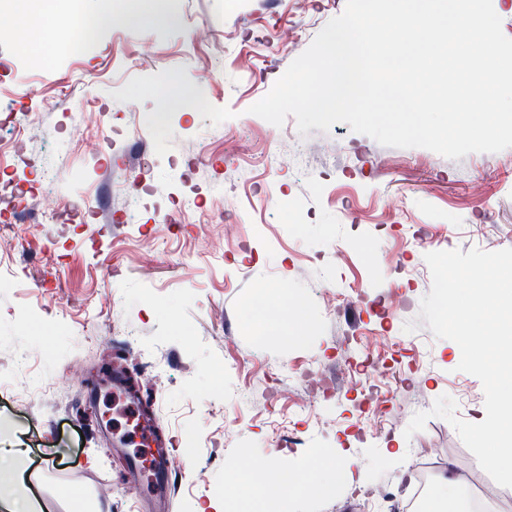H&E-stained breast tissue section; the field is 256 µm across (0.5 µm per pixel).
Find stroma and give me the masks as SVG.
Instances as JSON below:
<instances>
[{"label": "stroma", "instance_id": "35a3bbf8", "mask_svg": "<svg viewBox=\"0 0 512 512\" xmlns=\"http://www.w3.org/2000/svg\"><path fill=\"white\" fill-rule=\"evenodd\" d=\"M345 2L306 11L302 0H173L174 21L98 30L85 53L76 21L73 49L49 75L29 65L18 39L0 38V114L21 109L34 122L22 140L0 126V150L18 154L27 179L56 171L49 205L89 211L82 224L0 223V449L21 451L19 487L50 512H69L74 495L94 512H203L272 462L308 476L346 461L351 469L335 494L271 512H383L364 490L389 485L404 500L420 473L489 482L445 420L409 439L404 430L445 394L470 422L484 406L479 379L458 369L456 343L419 316L432 286L424 255L512 248V148L450 160L380 145L344 123L303 136L294 117L277 129L249 111L298 56L276 33L297 31L308 48ZM26 86L37 95L20 97ZM174 87L184 99L156 124ZM80 112L87 128L76 139ZM103 112L137 135L99 155ZM299 140L313 153L287 163ZM142 151L166 193L119 199L113 187L135 175ZM182 195L196 208L183 223H158L156 210ZM118 209L131 223H111ZM219 209L233 227L207 223ZM392 291L400 305L376 316L372 302ZM130 328L131 345L122 341ZM358 335L395 356L380 421L363 414L378 376L334 360L357 354ZM146 354L161 378L143 383L140 398L184 463L169 504L152 485L128 489L100 421L105 356ZM316 362L336 397L312 401L296 385ZM396 438L403 455L385 458Z\"/></svg>", "mask_w": 512, "mask_h": 512}]
</instances>
